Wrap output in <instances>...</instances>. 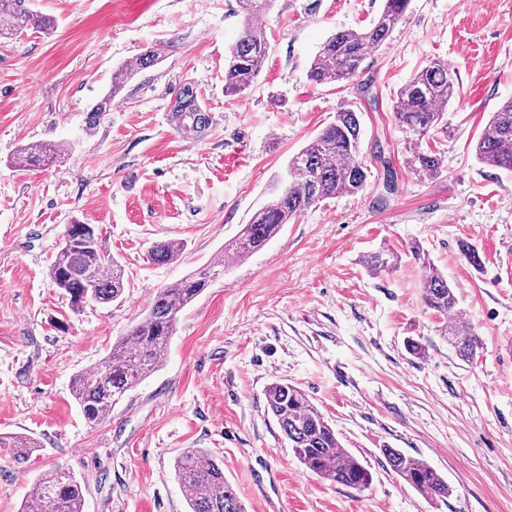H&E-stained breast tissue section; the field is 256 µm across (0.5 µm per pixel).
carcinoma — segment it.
<instances>
[{
  "label": "carcinoma",
  "instance_id": "obj_1",
  "mask_svg": "<svg viewBox=\"0 0 512 512\" xmlns=\"http://www.w3.org/2000/svg\"><path fill=\"white\" fill-rule=\"evenodd\" d=\"M28 2L0 0V18L6 21V29L54 28V22L32 11ZM239 3L245 14L243 30L224 55V93L228 96L241 95L253 85L269 50L265 30L254 24V17L271 0ZM409 4L410 0H384L382 12L369 27L336 30L313 58L308 70L310 80L317 85L352 80L368 52L385 42ZM161 57L162 50L151 47L136 58L135 64L118 68L112 75L110 94L94 111H107L128 79L157 64ZM456 94L457 76L446 63L432 60L400 89L393 102V118L406 134L409 164L428 179L441 176L443 157L430 148L424 149L422 143L432 133L447 129L444 114ZM177 112L182 118L195 119L194 130L206 122L198 113L190 88L185 90ZM63 150L60 144H28L18 150L16 165L33 169L49 163ZM473 153L485 166L512 172V100L492 113L473 145ZM370 176L361 153L359 113L342 108L332 123L289 159L282 188L224 245L223 253L174 284L157 289L145 316L127 336L112 345L107 360L73 378L72 397L85 422L94 427L105 421L120 400L166 361L179 314L205 291L213 278L224 273V254L236 261L246 259L309 208L327 199L362 192ZM183 250L184 243L164 240L154 243L148 255L156 264H167L177 260ZM397 261L395 253L383 249L367 256L364 263L371 274L378 275L395 269ZM426 267L429 274L422 298L429 310L442 317L440 335L459 360L476 361L484 352L482 339L470 327L448 323V316L460 310L456 289L431 264ZM48 276L66 296L73 314L81 312L89 302H114L125 288L121 265L105 248L98 225L78 219L66 225ZM265 402L267 413L278 424L288 447L310 472L359 492L370 486L369 469L344 448L336 429L301 388L284 381L272 382L265 390ZM0 447L12 449L14 458L21 461L36 451L39 443L22 435L0 436ZM382 454L388 469L424 497L444 501L452 495L448 479L427 461L399 448H384ZM174 471L188 512H246L236 490L224 478L223 463L211 454L189 449L176 458ZM34 487V495L26 501L22 512H84L85 487L65 468L55 467L40 474Z\"/></svg>",
  "mask_w": 512,
  "mask_h": 512
}]
</instances>
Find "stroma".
Returning <instances> with one entry per match:
<instances>
[{
	"mask_svg": "<svg viewBox=\"0 0 512 512\" xmlns=\"http://www.w3.org/2000/svg\"><path fill=\"white\" fill-rule=\"evenodd\" d=\"M383 0H273L270 49L250 89L224 94V51L244 15L237 0H37L50 33L0 36V435L35 438L13 462L0 448V512H19L53 466L86 486L84 512H187L173 464L199 448L224 463L247 512H512V173L471 150L512 98V0H411L349 83L316 85L310 62L337 29H363ZM109 112L94 108L112 74L147 47ZM448 62L458 96L445 113L441 178L407 164L392 118L398 90L427 62ZM192 88L208 119L186 130L175 106ZM359 112L371 169L362 193L321 202L261 250L232 262L177 323L164 365L88 426L71 395L141 320L156 289L208 263L282 185L289 159L339 108ZM66 151L34 171L19 146ZM389 161L395 191L380 172ZM98 225L125 270L121 298L71 314L47 276L71 219ZM184 242L156 264L153 242ZM420 243L430 264L413 259ZM478 247L481 268L462 256ZM399 256L390 273L362 259ZM461 296L485 352L459 360L422 300L427 267ZM67 318L69 329L53 322ZM420 340L422 356L407 353ZM302 388L345 448L370 470L364 491L322 480L295 458L264 391ZM426 460L454 493L431 501L388 471L383 447Z\"/></svg>",
	"mask_w": 512,
	"mask_h": 512,
	"instance_id": "35a3bbf8",
	"label": "stroma"
}]
</instances>
